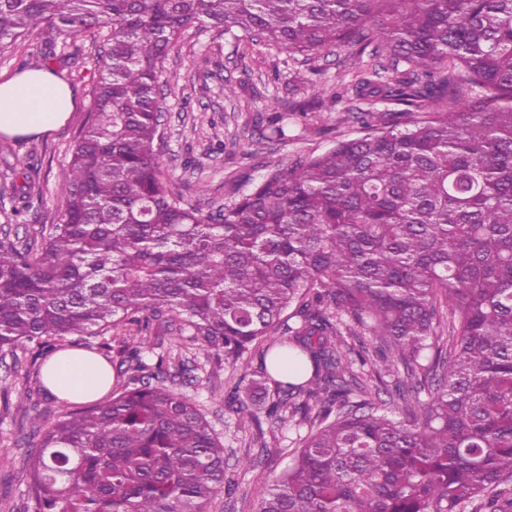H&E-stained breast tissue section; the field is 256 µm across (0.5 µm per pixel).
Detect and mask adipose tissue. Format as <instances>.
<instances>
[{"mask_svg": "<svg viewBox=\"0 0 512 512\" xmlns=\"http://www.w3.org/2000/svg\"><path fill=\"white\" fill-rule=\"evenodd\" d=\"M75 107L70 87L43 70H29L0 79V135L39 134L58 128ZM107 363L85 351L70 350L52 357L43 380L52 393L71 402L103 396Z\"/></svg>", "mask_w": 512, "mask_h": 512, "instance_id": "adipose-tissue-1", "label": "adipose tissue"}]
</instances>
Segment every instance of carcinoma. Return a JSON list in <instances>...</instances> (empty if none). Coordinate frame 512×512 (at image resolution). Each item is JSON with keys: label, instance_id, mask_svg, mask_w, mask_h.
Returning <instances> with one entry per match:
<instances>
[{"label": "carcinoma", "instance_id": "cac0c4a2", "mask_svg": "<svg viewBox=\"0 0 512 512\" xmlns=\"http://www.w3.org/2000/svg\"><path fill=\"white\" fill-rule=\"evenodd\" d=\"M195 23L293 54L375 64L363 135L262 173L205 213L166 177L162 65ZM106 32L62 223L0 235V349L41 353L126 325L128 386L43 429L33 512H204L224 448L146 361L172 334L249 368L295 431L256 512H512V0H0V47ZM274 112L263 137L288 142ZM385 388L398 413L375 401ZM241 383L225 399L243 406Z\"/></svg>", "mask_w": 512, "mask_h": 512}]
</instances>
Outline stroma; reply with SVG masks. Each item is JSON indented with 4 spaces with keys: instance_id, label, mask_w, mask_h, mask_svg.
Here are the masks:
<instances>
[{
    "instance_id": "stroma-1",
    "label": "stroma",
    "mask_w": 512,
    "mask_h": 512,
    "mask_svg": "<svg viewBox=\"0 0 512 512\" xmlns=\"http://www.w3.org/2000/svg\"><path fill=\"white\" fill-rule=\"evenodd\" d=\"M76 43L78 54L54 65L58 77L75 93L70 119L47 133L9 138L8 148L0 150V226L10 233L23 236L62 219L71 149L88 120L92 88L99 77L100 40L81 36ZM163 66L176 76L163 88V169L177 181L186 200L203 210L233 205L265 167L299 154L323 153L336 140L360 134L359 125L343 122L342 116L362 108V101L334 99L335 92L363 69L347 48L305 57L197 24L182 33ZM228 84L235 89L229 98L224 95ZM296 100H313L317 107L307 115L293 116L288 143L262 140L257 128L260 117ZM26 191L34 200L22 223L11 219L10 213ZM148 345L192 367L193 382L178 378L174 384L195 400L224 446L226 473L236 493L216 495L205 512H254L259 494L290 464L295 431L278 430L264 418L242 420L226 408L224 387L237 381L240 373L218 363L197 343L174 346L162 326ZM43 361L27 344L0 350V512H32L26 460L39 439L36 427L55 423L77 408L76 403L44 390ZM259 434L265 445L255 444ZM247 454L255 465L240 469L237 461Z\"/></svg>"
}]
</instances>
